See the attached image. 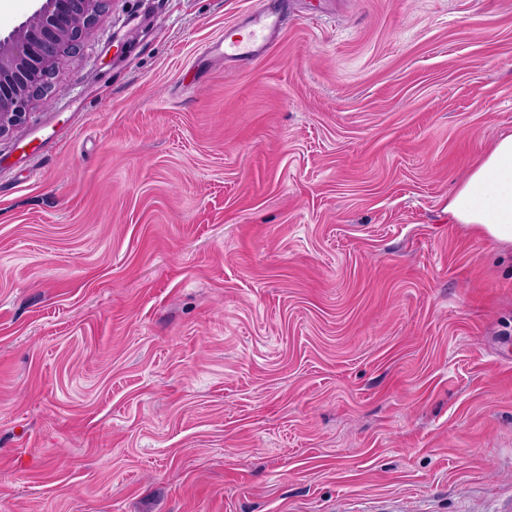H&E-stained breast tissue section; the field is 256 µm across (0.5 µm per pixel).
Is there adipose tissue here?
Returning a JSON list of instances; mask_svg holds the SVG:
<instances>
[{"mask_svg": "<svg viewBox=\"0 0 512 512\" xmlns=\"http://www.w3.org/2000/svg\"><path fill=\"white\" fill-rule=\"evenodd\" d=\"M454 223L512 247V134L499 137L448 196Z\"/></svg>", "mask_w": 512, "mask_h": 512, "instance_id": "adipose-tissue-1", "label": "adipose tissue"}]
</instances>
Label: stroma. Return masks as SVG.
<instances>
[{
    "instance_id": "obj_1",
    "label": "stroma",
    "mask_w": 512,
    "mask_h": 512,
    "mask_svg": "<svg viewBox=\"0 0 512 512\" xmlns=\"http://www.w3.org/2000/svg\"><path fill=\"white\" fill-rule=\"evenodd\" d=\"M108 0L0 138V512H512V0ZM283 22L280 12L262 5L249 14L244 26H232L224 31V36L210 48L213 57L237 67L250 63L278 34ZM243 28L247 31L245 36L239 33ZM455 224L512 247V134L499 137L448 195Z\"/></svg>"
}]
</instances>
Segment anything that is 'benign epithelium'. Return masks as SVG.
Here are the masks:
<instances>
[{
    "instance_id": "7a95c632",
    "label": "benign epithelium",
    "mask_w": 512,
    "mask_h": 512,
    "mask_svg": "<svg viewBox=\"0 0 512 512\" xmlns=\"http://www.w3.org/2000/svg\"><path fill=\"white\" fill-rule=\"evenodd\" d=\"M38 6L0 36V137L23 123L28 106L48 96L60 62L76 53L107 0H37Z\"/></svg>"
}]
</instances>
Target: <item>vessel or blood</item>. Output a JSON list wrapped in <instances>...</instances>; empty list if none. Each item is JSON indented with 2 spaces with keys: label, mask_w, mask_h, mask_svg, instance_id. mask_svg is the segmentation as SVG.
Listing matches in <instances>:
<instances>
[{
  "label": "vessel or blood",
  "mask_w": 512,
  "mask_h": 512,
  "mask_svg": "<svg viewBox=\"0 0 512 512\" xmlns=\"http://www.w3.org/2000/svg\"><path fill=\"white\" fill-rule=\"evenodd\" d=\"M280 12L268 6H260L249 14L244 27L232 26L225 30L212 47L216 60L243 66L253 61L283 26Z\"/></svg>",
  "instance_id": "obj_1"
}]
</instances>
